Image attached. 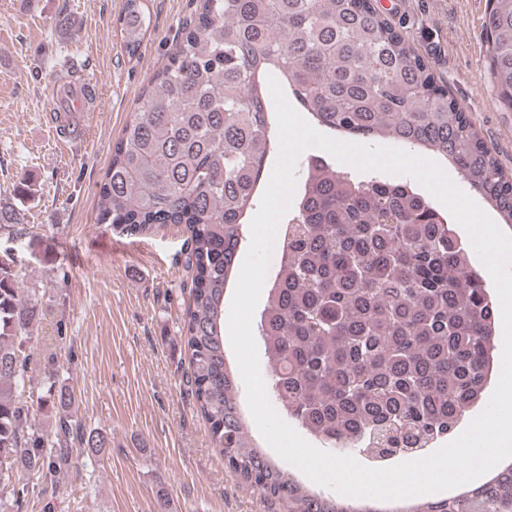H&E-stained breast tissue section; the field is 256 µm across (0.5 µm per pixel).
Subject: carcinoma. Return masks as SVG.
<instances>
[{
	"label": "carcinoma",
	"instance_id": "obj_1",
	"mask_svg": "<svg viewBox=\"0 0 512 512\" xmlns=\"http://www.w3.org/2000/svg\"><path fill=\"white\" fill-rule=\"evenodd\" d=\"M118 23L133 56L150 26L144 0H126ZM484 31L492 81L512 106V0H490ZM271 76L327 132L446 157L507 224L512 183L376 0H199L112 149L96 223L131 234L186 227L188 383L225 467L283 512H355L306 493L265 457L244 431L226 366L227 283L273 150ZM21 224L19 208L0 205L1 231L20 236ZM20 277L13 258L0 260V483L24 470L34 483L19 497L65 468L74 442L106 441L69 420L66 389L53 395L54 433L29 432L27 343L45 311ZM494 321L466 247L426 197L322 164L308 171L258 326L266 389L288 417L332 449L416 458L482 398ZM425 512H512V467Z\"/></svg>",
	"mask_w": 512,
	"mask_h": 512
}]
</instances>
